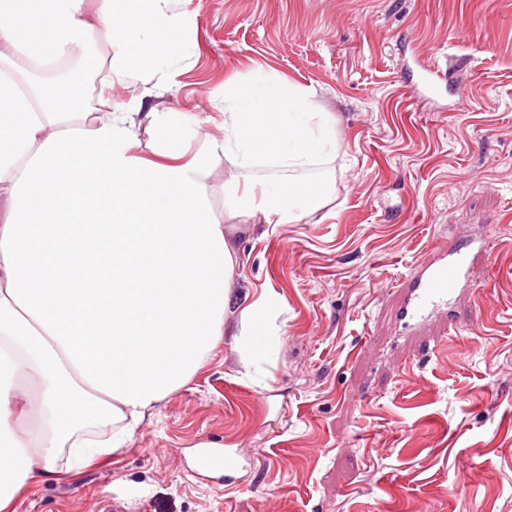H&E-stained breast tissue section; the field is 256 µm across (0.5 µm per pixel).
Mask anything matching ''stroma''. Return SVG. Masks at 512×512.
I'll list each match as a JSON object with an SVG mask.
<instances>
[{
	"mask_svg": "<svg viewBox=\"0 0 512 512\" xmlns=\"http://www.w3.org/2000/svg\"><path fill=\"white\" fill-rule=\"evenodd\" d=\"M190 59L154 103L220 134L224 85L277 72L336 119L300 224L238 237L226 324L115 456L16 512H512V0H176ZM463 71L419 98L417 62ZM485 238L456 330L396 324L398 286ZM274 306L253 350L239 314ZM235 453L220 474L195 447Z\"/></svg>",
	"mask_w": 512,
	"mask_h": 512,
	"instance_id": "obj_1",
	"label": "stroma"
}]
</instances>
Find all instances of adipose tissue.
<instances>
[{
    "mask_svg": "<svg viewBox=\"0 0 512 512\" xmlns=\"http://www.w3.org/2000/svg\"><path fill=\"white\" fill-rule=\"evenodd\" d=\"M85 2L0 0V344L13 349L0 352V512L119 452L222 340L240 258L213 213L215 162L290 169L337 150L335 117L274 73L226 84L222 134L190 156L193 113L99 115L66 78L30 84L76 60L148 99L188 57L174 0ZM316 201L290 181L235 180L227 205L248 229L299 223Z\"/></svg>",
    "mask_w": 512,
    "mask_h": 512,
    "instance_id": "ef3b65f1",
    "label": "adipose tissue"
}]
</instances>
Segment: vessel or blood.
<instances>
[{
    "instance_id": "vessel-or-blood-1",
    "label": "vessel or blood",
    "mask_w": 512,
    "mask_h": 512,
    "mask_svg": "<svg viewBox=\"0 0 512 512\" xmlns=\"http://www.w3.org/2000/svg\"><path fill=\"white\" fill-rule=\"evenodd\" d=\"M487 250L486 241L457 238L427 263L411 266L405 276L407 294L396 314L403 328H421L437 313L452 310L475 257Z\"/></svg>"
}]
</instances>
